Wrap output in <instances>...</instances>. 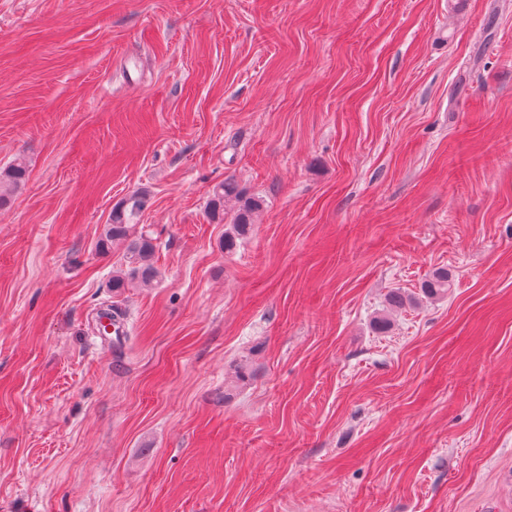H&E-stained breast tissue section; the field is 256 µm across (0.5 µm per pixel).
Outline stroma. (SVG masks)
I'll list each match as a JSON object with an SVG mask.
<instances>
[{"label":"stroma","instance_id":"1","mask_svg":"<svg viewBox=\"0 0 512 512\" xmlns=\"http://www.w3.org/2000/svg\"><path fill=\"white\" fill-rule=\"evenodd\" d=\"M17 165L0 512H512V0H0ZM235 203L230 229L224 233V251L232 253L253 231L254 216L263 207L261 197L247 196L233 179L224 180L213 190L207 204V217L216 224L224 223V206ZM149 203L146 191H135L112 209L111 222L105 225L101 244L121 242L125 246L124 263L112 274L109 285L112 289L128 288L136 282L150 284L158 277L151 262L156 250L153 238L142 233L133 236L132 233ZM452 285L448 270L438 269L423 282L420 291L426 299H441L448 295Z\"/></svg>","mask_w":512,"mask_h":512}]
</instances>
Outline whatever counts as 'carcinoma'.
Instances as JSON below:
<instances>
[{"label":"carcinoma","instance_id":"carcinoma-1","mask_svg":"<svg viewBox=\"0 0 512 512\" xmlns=\"http://www.w3.org/2000/svg\"><path fill=\"white\" fill-rule=\"evenodd\" d=\"M24 175L25 171L21 167L0 171V205L6 201L5 193L18 186ZM230 201L235 203V210L230 229L224 233V251L227 253L236 250L252 233L254 216L264 204L263 199L246 195L234 180L227 179L214 188L209 199V220L217 224L224 223V206ZM149 203L147 192L135 191L112 209L111 222L105 225L101 244L121 242L125 246L123 264L112 274V289L127 288L136 282L150 284L158 277L151 262L156 250L153 238L146 234L135 236L132 233ZM451 288L452 278L448 271L438 269L423 282L421 293L427 299H441L448 295Z\"/></svg>","mask_w":512,"mask_h":512}]
</instances>
